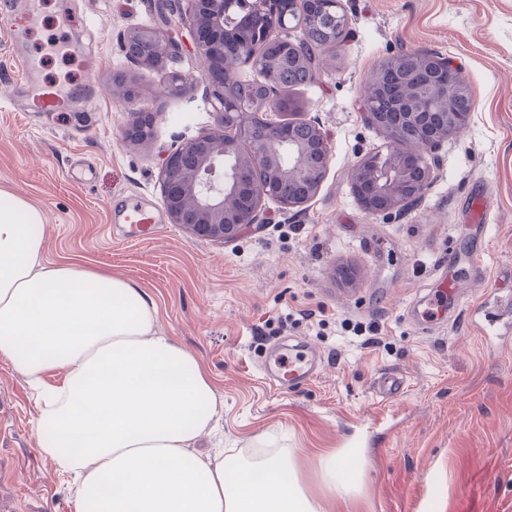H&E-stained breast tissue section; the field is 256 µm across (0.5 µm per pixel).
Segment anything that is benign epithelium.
<instances>
[{"label":"benign epithelium","mask_w":512,"mask_h":512,"mask_svg":"<svg viewBox=\"0 0 512 512\" xmlns=\"http://www.w3.org/2000/svg\"><path fill=\"white\" fill-rule=\"evenodd\" d=\"M190 8L180 12L193 33L209 25L215 36L196 38V51L206 60L203 81L214 87V109L220 129L206 130L169 153L162 167L164 203L171 223L197 236L224 242L237 238L251 226L266 223L261 203L273 198L286 207L313 198L327 172L330 143L319 124L312 121L276 122L264 117L280 110L284 95L268 80L260 111L263 139L255 143L254 124L240 121L243 105L224 97V85L234 82L224 71V14L236 0H187ZM281 0H249L246 17L232 35L240 61L251 64L258 53L250 45L258 32L279 47V62L305 67L311 79L320 73L317 49L306 36L308 11L314 0H304V10L291 15L280 11ZM298 30L292 38L288 32ZM128 60L138 65L160 67L182 54V45L162 30L142 28L131 32L123 45ZM452 62L430 53L402 52L389 59L367 81L362 99L364 115L373 125L388 131L392 144L385 164L370 159L355 164L352 185L363 209L396 221L418 203L431 183L426 155L436 152L457 133L474 110L468 85L441 75H452ZM466 98L469 111L458 112L457 101ZM383 99L385 109L373 103ZM307 127L309 136L296 130ZM151 125L132 122L125 137L143 141Z\"/></svg>","instance_id":"obj_1"}]
</instances>
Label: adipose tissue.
I'll use <instances>...</instances> for the list:
<instances>
[{
    "label": "adipose tissue",
    "mask_w": 512,
    "mask_h": 512,
    "mask_svg": "<svg viewBox=\"0 0 512 512\" xmlns=\"http://www.w3.org/2000/svg\"><path fill=\"white\" fill-rule=\"evenodd\" d=\"M44 214L0 204V358L37 389L41 451L81 474L75 512H322L290 456H200L217 412L198 360L156 331L157 308L130 281L43 259ZM61 370V384L44 381ZM330 494L351 496L348 453L322 455Z\"/></svg>",
    "instance_id": "obj_1"
}]
</instances>
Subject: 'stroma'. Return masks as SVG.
I'll use <instances>...</instances> for the list:
<instances>
[{
  "label": "stroma",
  "instance_id": "obj_1",
  "mask_svg": "<svg viewBox=\"0 0 512 512\" xmlns=\"http://www.w3.org/2000/svg\"><path fill=\"white\" fill-rule=\"evenodd\" d=\"M355 38L322 55L323 68L278 113L318 121L330 136L327 174L308 202L263 207L271 221L235 240L215 241L163 222L157 236L127 239L112 221L114 197L163 206L161 169L182 141L216 128L206 65L180 19L184 40L165 67L131 63L130 31L156 24L154 0H41L26 48L39 53L43 81L93 89V109L31 112L12 89L14 49L0 39V191L45 214L44 259L76 261L143 288L158 308L156 329L194 355L221 405L196 450L254 448L291 454L324 512H512V337L484 342L471 306L512 294V0H342ZM450 58L476 105L464 129L443 142L421 201L397 223L366 213L350 172L385 152L387 133L364 121L369 75L397 48ZM195 78L164 92L170 73ZM125 76L134 94L115 90ZM155 117L144 143L124 141L132 111ZM493 197L484 274L468 264V304L422 331L409 307L449 252L469 254L479 233L462 213L474 182ZM378 321L363 344L354 324ZM285 336L318 347L325 369L314 383L276 391L260 374L266 349ZM386 370L408 387L378 402ZM329 450L361 462L354 499L322 491L319 460ZM73 476L40 450L36 396L0 360V512H73Z\"/></svg>",
  "mask_w": 512,
  "mask_h": 512
}]
</instances>
